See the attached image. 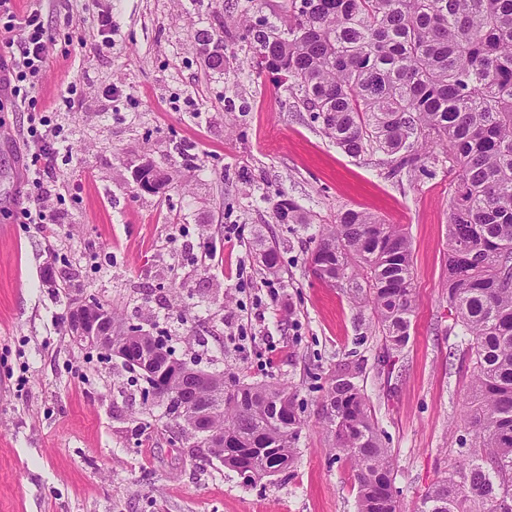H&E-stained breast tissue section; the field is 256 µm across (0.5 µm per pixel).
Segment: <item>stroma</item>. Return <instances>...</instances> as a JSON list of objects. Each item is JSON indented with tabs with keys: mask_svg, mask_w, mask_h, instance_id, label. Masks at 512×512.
I'll return each mask as SVG.
<instances>
[{
	"mask_svg": "<svg viewBox=\"0 0 512 512\" xmlns=\"http://www.w3.org/2000/svg\"><path fill=\"white\" fill-rule=\"evenodd\" d=\"M286 5L40 0L54 48L37 100L65 148L43 177L57 223H18L31 200L27 115L0 106V512H355L354 472L331 452L320 406L351 353L393 454L401 512H416L453 464L470 381L444 286L455 172L443 159L432 175L391 177L384 154L349 157L271 75L250 71L244 19L279 24ZM105 14L107 36L96 27ZM201 30L223 37L225 69L200 53ZM146 160L171 175L161 192L133 181ZM281 194L311 223H277ZM348 208L403 225L411 241L417 309L389 376L375 369L381 335L365 334L347 294L308 268L320 232ZM228 224L239 240L225 242ZM263 241L280 247L278 275L260 262ZM81 295L111 305L114 333L135 325L206 371L290 382L304 405L294 466L244 485L162 408L146 412L138 374L72 341L67 315Z\"/></svg>",
	"mask_w": 512,
	"mask_h": 512,
	"instance_id": "obj_1",
	"label": "stroma"
}]
</instances>
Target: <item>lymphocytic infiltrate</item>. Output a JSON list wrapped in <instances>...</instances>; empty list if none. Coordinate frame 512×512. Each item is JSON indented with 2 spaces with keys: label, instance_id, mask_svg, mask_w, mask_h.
<instances>
[{
  "label": "lymphocytic infiltrate",
  "instance_id": "1",
  "mask_svg": "<svg viewBox=\"0 0 512 512\" xmlns=\"http://www.w3.org/2000/svg\"><path fill=\"white\" fill-rule=\"evenodd\" d=\"M16 0H0V98L30 110L23 141L26 180L40 181L42 168L56 150L57 129L37 108L40 76L52 55V39L42 21V11L30 6L17 11Z\"/></svg>",
  "mask_w": 512,
  "mask_h": 512
}]
</instances>
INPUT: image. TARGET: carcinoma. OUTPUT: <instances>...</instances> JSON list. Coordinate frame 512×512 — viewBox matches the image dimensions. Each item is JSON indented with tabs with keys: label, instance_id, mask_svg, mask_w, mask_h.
<instances>
[{
	"label": "carcinoma",
	"instance_id": "carcinoma-1",
	"mask_svg": "<svg viewBox=\"0 0 512 512\" xmlns=\"http://www.w3.org/2000/svg\"><path fill=\"white\" fill-rule=\"evenodd\" d=\"M288 32L266 17L245 20L257 74L287 77L310 122L346 155L391 157L389 175L431 174L439 155L456 174L448 219L446 280L454 325L471 365L458 462L427 491L418 512H512V0H289ZM224 65V39L197 35ZM279 224H306L293 200L273 207ZM276 273L275 246L260 252ZM308 260L318 279L345 290L371 317L385 368L410 340L417 309L411 246L401 224L361 210L339 213ZM165 414L183 433L182 410L224 434V467L251 485L292 467L303 405L282 381L227 383L211 373L191 397L163 357ZM363 366L343 363L324 388V429L354 468L356 512H400L394 458L382 440Z\"/></svg>",
	"mask_w": 512,
	"mask_h": 512
}]
</instances>
